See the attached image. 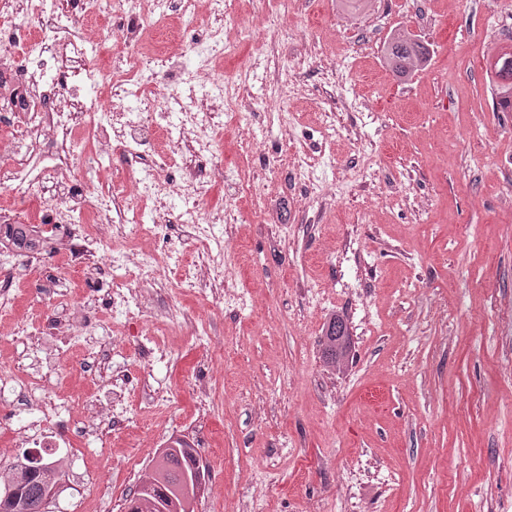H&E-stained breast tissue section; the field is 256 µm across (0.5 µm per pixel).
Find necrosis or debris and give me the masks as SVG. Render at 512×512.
Segmentation results:
<instances>
[{
	"label": "necrosis or debris",
	"instance_id": "necrosis-or-debris-1",
	"mask_svg": "<svg viewBox=\"0 0 512 512\" xmlns=\"http://www.w3.org/2000/svg\"><path fill=\"white\" fill-rule=\"evenodd\" d=\"M179 9V30L164 31L165 41L176 43L182 62L179 73L162 87H149L136 94L118 116L122 118L123 145L131 155H141L151 137L170 117L179 119L178 152L198 158H216V143L198 134V127L210 122L224 105V78L210 77L215 93L198 104L196 111H182L183 89L193 75L204 74L213 55L224 43L222 28L202 24L193 9V0H153V11L166 16ZM109 14L124 30L122 50L126 54L127 76L143 79L147 72L165 65L166 56L147 49L142 40L144 16L141 0H64L63 9L44 19L33 0H0V128L8 135L6 149L13 157L9 172L12 189L20 206L12 216L15 224L27 221L32 202L34 163H42L55 191L41 206L40 221L46 233L73 234L75 225L92 217L104 250L95 260H87L85 249L74 251L84 263L91 283H104L122 254L109 252L108 245L128 238L165 234L167 226L129 224L111 217L113 203L126 200L127 183L112 180L107 190L97 186L100 168L91 152L82 146L81 132L92 133L100 146L112 143V101L89 63L100 56L101 42L92 41L80 24L82 18ZM72 95H65V88ZM52 150H44V143ZM173 156L157 155L141 172L145 195L176 192L181 199L172 223L192 229L195 234L213 237L222 216L206 211L207 183L188 179L173 186L166 181Z\"/></svg>",
	"mask_w": 512,
	"mask_h": 512
}]
</instances>
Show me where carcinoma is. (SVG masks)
Segmentation results:
<instances>
[{
	"mask_svg": "<svg viewBox=\"0 0 512 512\" xmlns=\"http://www.w3.org/2000/svg\"><path fill=\"white\" fill-rule=\"evenodd\" d=\"M385 61L392 74L400 79L410 76L421 69L427 62V50L417 39L401 33L394 34L385 47ZM490 80L494 86L499 107L503 110L512 108V80L504 82L497 69L490 68ZM6 230L5 236L21 255L31 257L44 249L41 237L28 224H1L0 231ZM338 321L328 325L325 336V354L334 360L348 340V332L336 329ZM177 450L158 456L154 470V481L141 482L129 495L126 512H152L150 503L166 501L170 505L168 512H185L180 494L181 483L187 473L197 464V452L184 440L174 442ZM56 468L54 461H42L36 468L30 463H15L7 468L6 474L0 473V479L8 480L16 476V492L10 500L12 509L8 512H38L40 493L53 479Z\"/></svg>",
	"mask_w": 512,
	"mask_h": 512,
	"instance_id": "cac0c4a2",
	"label": "carcinoma"
}]
</instances>
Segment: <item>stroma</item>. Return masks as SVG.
Listing matches in <instances>:
<instances>
[{
	"mask_svg": "<svg viewBox=\"0 0 512 512\" xmlns=\"http://www.w3.org/2000/svg\"><path fill=\"white\" fill-rule=\"evenodd\" d=\"M218 21L236 52L212 67L246 104L206 128L223 275L124 266L143 310L99 302L74 338L54 329L89 289L71 238L0 266V373L71 409L35 432L63 470L50 512H125L176 438L197 512H512V112L486 74L512 0H224ZM399 30L429 49L406 79ZM153 246L212 263L181 228ZM92 403L127 424L73 437ZM385 61L392 74L403 79L425 65L427 50L419 39L396 33L386 44ZM343 323L342 320H334L328 325L325 336V354L331 360L336 361V355L340 352L348 340V328L341 333L336 329V324Z\"/></svg>",
	"mask_w": 512,
	"mask_h": 512,
	"instance_id": "stroma-1",
	"label": "stroma"
}]
</instances>
